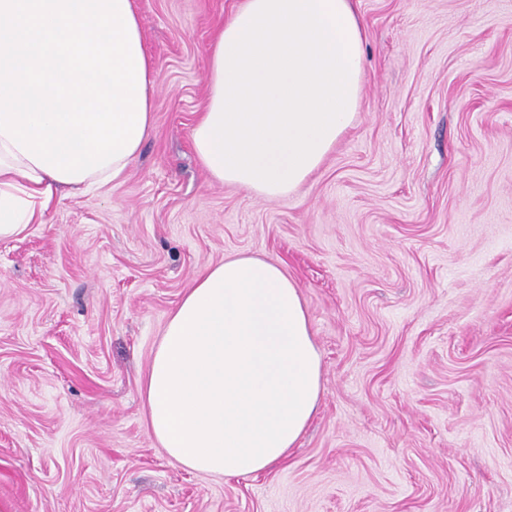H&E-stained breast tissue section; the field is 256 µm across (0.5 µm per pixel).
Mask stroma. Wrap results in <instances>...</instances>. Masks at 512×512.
Returning <instances> with one entry per match:
<instances>
[{
	"mask_svg": "<svg viewBox=\"0 0 512 512\" xmlns=\"http://www.w3.org/2000/svg\"><path fill=\"white\" fill-rule=\"evenodd\" d=\"M240 2L135 0L159 73L139 156L0 240V512H512V0H352L359 110L272 201L191 142ZM236 253L295 281L322 391L287 460L218 478L159 448L140 389Z\"/></svg>",
	"mask_w": 512,
	"mask_h": 512,
	"instance_id": "1",
	"label": "stroma"
}]
</instances>
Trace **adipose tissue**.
Listing matches in <instances>:
<instances>
[{
    "mask_svg": "<svg viewBox=\"0 0 512 512\" xmlns=\"http://www.w3.org/2000/svg\"><path fill=\"white\" fill-rule=\"evenodd\" d=\"M364 31L351 0H241L213 38L193 148L212 179L278 200L351 126ZM0 136V239L25 233L59 187ZM321 357L295 282L245 254L201 269L170 313L142 396L152 435L219 477L285 459L313 419Z\"/></svg>",
    "mask_w": 512,
    "mask_h": 512,
    "instance_id": "adipose-tissue-1",
    "label": "adipose tissue"
}]
</instances>
